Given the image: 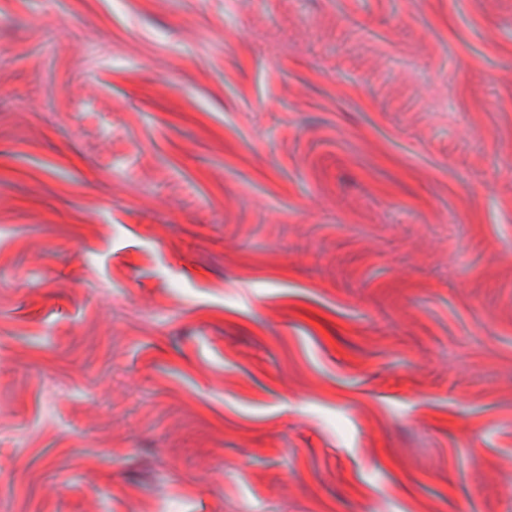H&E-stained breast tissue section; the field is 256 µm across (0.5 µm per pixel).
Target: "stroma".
I'll return each mask as SVG.
<instances>
[{"label": "stroma", "instance_id": "35a3bbf8", "mask_svg": "<svg viewBox=\"0 0 512 512\" xmlns=\"http://www.w3.org/2000/svg\"><path fill=\"white\" fill-rule=\"evenodd\" d=\"M0 512H512V0H0Z\"/></svg>", "mask_w": 512, "mask_h": 512}]
</instances>
